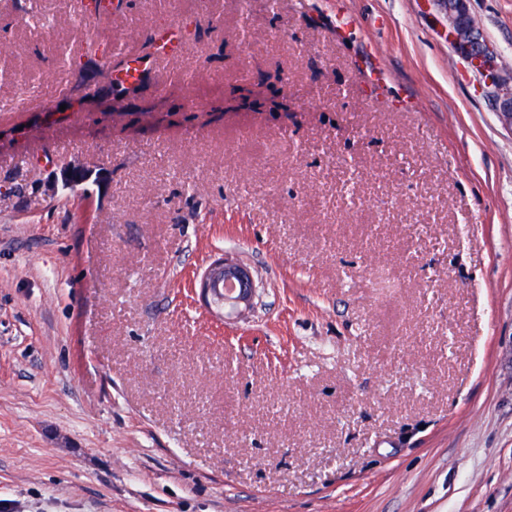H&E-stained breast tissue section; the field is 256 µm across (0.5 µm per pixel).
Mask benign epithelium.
<instances>
[{
    "label": "benign epithelium",
    "mask_w": 512,
    "mask_h": 512,
    "mask_svg": "<svg viewBox=\"0 0 512 512\" xmlns=\"http://www.w3.org/2000/svg\"><path fill=\"white\" fill-rule=\"evenodd\" d=\"M448 18V40L484 79V87L502 123L512 129V75L505 72L498 57L481 41L469 21L467 0H442ZM90 178L82 167L62 170V185L75 189ZM200 288L210 308L221 315L226 307L251 310L257 296L256 280L245 265L228 259L217 260L204 271Z\"/></svg>",
    "instance_id": "7a95c632"
}]
</instances>
